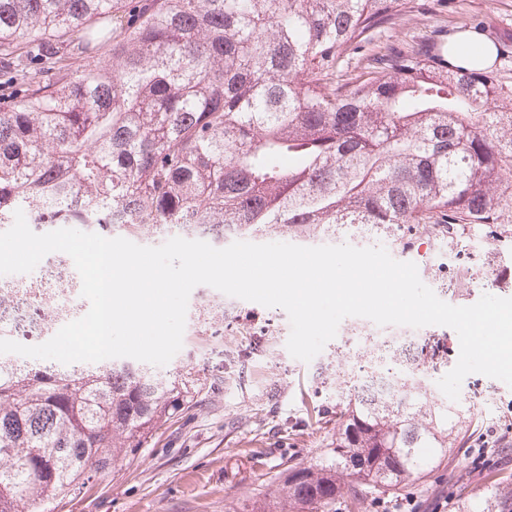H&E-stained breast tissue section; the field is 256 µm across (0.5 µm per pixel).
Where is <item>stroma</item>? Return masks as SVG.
Wrapping results in <instances>:
<instances>
[{"label":"stroma","instance_id":"35a3bbf8","mask_svg":"<svg viewBox=\"0 0 512 512\" xmlns=\"http://www.w3.org/2000/svg\"><path fill=\"white\" fill-rule=\"evenodd\" d=\"M473 16L485 40L504 46L492 69L512 86V0H426L425 9L405 8L374 41L448 34ZM207 299L223 303L224 315L204 328L198 316ZM289 335L283 309L196 286L170 365L192 368L199 393L143 447L99 472L81 494L51 500L47 512H234L274 491L289 467L325 462L336 426H318L315 416L336 401L337 370L361 366L369 350H347L334 339L304 362L288 352ZM225 351L240 360L224 362ZM459 401L483 419L482 436L413 484L416 512H450L451 499L493 475H512V388L474 373L463 380Z\"/></svg>","mask_w":512,"mask_h":512}]
</instances>
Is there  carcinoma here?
<instances>
[{"instance_id":"obj_1","label":"carcinoma","mask_w":512,"mask_h":512,"mask_svg":"<svg viewBox=\"0 0 512 512\" xmlns=\"http://www.w3.org/2000/svg\"><path fill=\"white\" fill-rule=\"evenodd\" d=\"M396 0H0V232L18 209L110 238L165 230L216 241L292 239L355 224L402 248L418 232L456 258L477 230L512 236V90L450 66L432 38L386 43L353 73L344 56L394 24ZM497 259L438 270L448 295ZM0 285V322L50 331L53 295ZM388 383L336 371L331 457L294 467L241 512H368L479 432L416 375L448 364L429 335L389 350ZM191 370L140 363L20 369L0 359V512H40L81 491L197 392ZM452 512H512V480Z\"/></svg>"}]
</instances>
